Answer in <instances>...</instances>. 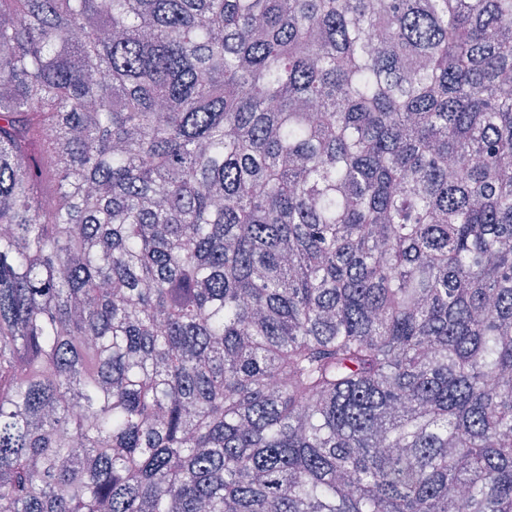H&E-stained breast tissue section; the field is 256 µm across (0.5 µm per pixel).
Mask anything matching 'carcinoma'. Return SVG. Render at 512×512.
<instances>
[{
	"label": "carcinoma",
	"instance_id": "obj_1",
	"mask_svg": "<svg viewBox=\"0 0 512 512\" xmlns=\"http://www.w3.org/2000/svg\"><path fill=\"white\" fill-rule=\"evenodd\" d=\"M0 512H512V0H0Z\"/></svg>",
	"mask_w": 512,
	"mask_h": 512
}]
</instances>
